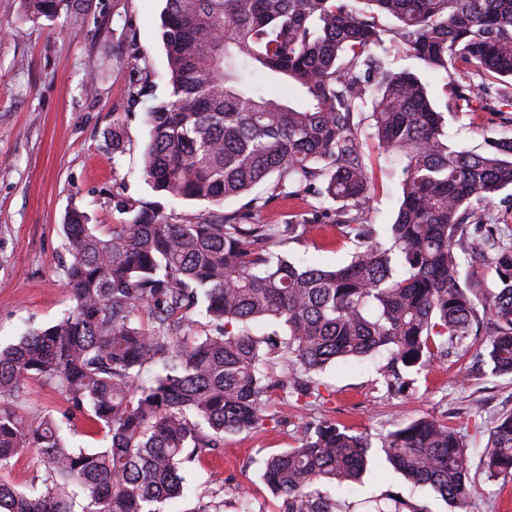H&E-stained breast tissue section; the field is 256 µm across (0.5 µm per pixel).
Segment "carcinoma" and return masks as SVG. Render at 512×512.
I'll list each match as a JSON object with an SVG mask.
<instances>
[{
	"label": "carcinoma",
	"mask_w": 512,
	"mask_h": 512,
	"mask_svg": "<svg viewBox=\"0 0 512 512\" xmlns=\"http://www.w3.org/2000/svg\"><path fill=\"white\" fill-rule=\"evenodd\" d=\"M64 2L28 0L26 15L51 18ZM160 20L169 91L145 113L143 171L157 196L216 209L178 222L158 201L114 195L126 218L103 231L67 213L75 306L0 346V474L25 448L38 449L40 468L21 488L0 477V512H73L74 488L83 512H165L184 496L182 471L223 454L224 436L261 428L275 393L305 408L322 398L328 365L382 351L417 373L467 350L482 321V362L512 374V207H502L512 193L501 197L512 138L455 147L428 82L388 61L404 54L441 76L449 112H512V0H164ZM466 68L479 84L461 81ZM127 95L138 103L153 85L145 77ZM368 139L402 165L386 245L364 221L375 194ZM309 194L322 204L312 221H251L275 199ZM229 199L243 204L226 212ZM333 229L358 243L343 266L278 252ZM464 260L493 271L495 288L461 282ZM35 379L62 397V419L17 412ZM80 425L102 446L73 447L66 432ZM379 448L448 503L474 492L465 436L446 423L417 418ZM374 456L369 436L318 420L298 446L263 459L261 478L280 512H353L344 495ZM481 464L489 479L512 476V413ZM383 498L363 503L429 512ZM227 506L216 490L194 512Z\"/></svg>",
	"instance_id": "carcinoma-1"
}]
</instances>
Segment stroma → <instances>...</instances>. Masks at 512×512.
<instances>
[{"mask_svg": "<svg viewBox=\"0 0 512 512\" xmlns=\"http://www.w3.org/2000/svg\"><path fill=\"white\" fill-rule=\"evenodd\" d=\"M162 6V0H68L57 16L32 19L23 0H0L1 344L27 327L54 322L72 305L62 267L67 211H85L94 224H118L123 216L112 207L113 195L155 198L142 174L147 105L130 104L127 88L137 73L115 56L136 42L156 95L166 93ZM445 121L449 141L463 149L479 151L486 139L512 137V124L494 112L484 113L477 128L462 113ZM116 131L124 144L119 154L112 151ZM364 150L376 176L366 221L385 243L400 168L375 142H366ZM354 249L345 239L313 232L285 247L289 257L323 267L345 263ZM487 341L478 335L468 353L435 360L413 375L403 393L388 387V353L328 366L319 375L323 403L305 411L295 399L273 398L262 429L226 436L223 456L184 471L187 494L171 504V512H193L217 488L233 500L239 486L249 487L262 512H279L280 499L260 478V461L295 445L306 422L325 417L376 441L422 416L446 421L466 436L475 492L459 512H512V478L490 480L479 467L497 419L512 412V374L490 375L479 361ZM363 489L413 498L430 512H452L431 489L412 487L381 458Z\"/></svg>", "mask_w": 512, "mask_h": 512, "instance_id": "35a3bbf8", "label": "stroma"}]
</instances>
